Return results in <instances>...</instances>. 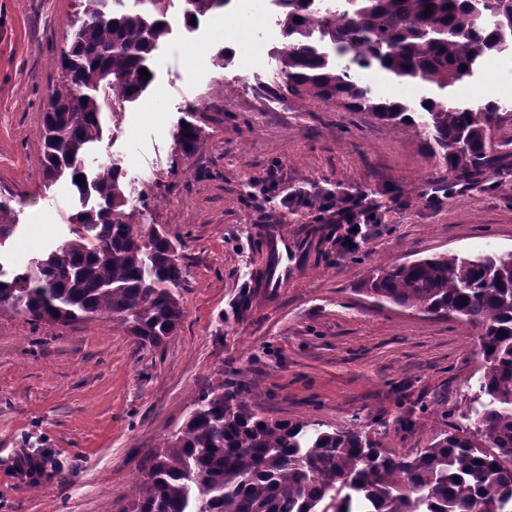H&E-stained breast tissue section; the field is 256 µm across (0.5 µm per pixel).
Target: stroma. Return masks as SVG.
Segmentation results:
<instances>
[{
    "label": "stroma",
    "instance_id": "stroma-1",
    "mask_svg": "<svg viewBox=\"0 0 512 512\" xmlns=\"http://www.w3.org/2000/svg\"><path fill=\"white\" fill-rule=\"evenodd\" d=\"M195 30L173 23L155 52V77L124 111L103 117L85 169L120 159L143 229L181 243L184 318L160 347H143L111 317L32 323L0 309V512H120L162 440L180 428L217 376L244 385L262 415L355 428L395 453L444 431H474L485 400L478 332L445 317L376 305L368 271L450 252H512V57L499 56L456 87L506 105L497 139L506 154L435 205L447 178L423 130L398 134L371 113L288 94L283 42L269 0H232ZM76 0H0V196L18 215L0 245L11 273L70 239L74 194L39 173L42 117L59 80L53 63L70 39ZM202 145L176 143L193 104ZM192 111V110H191ZM276 173L279 188L342 185L382 204L379 234L337 255L321 200L260 204L249 183ZM281 224L310 248L283 288L260 285V230ZM47 458L56 474L30 489L16 459Z\"/></svg>",
    "mask_w": 512,
    "mask_h": 512
}]
</instances>
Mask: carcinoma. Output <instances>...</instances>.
Wrapping results in <instances>:
<instances>
[{
	"label": "carcinoma",
	"instance_id": "1",
	"mask_svg": "<svg viewBox=\"0 0 512 512\" xmlns=\"http://www.w3.org/2000/svg\"><path fill=\"white\" fill-rule=\"evenodd\" d=\"M81 16L61 49L60 80L44 113L41 174L67 177L80 209L72 238L10 279L0 265V309L29 321L67 324L108 314L142 346H159L182 318L185 271L165 231L142 233L124 210L122 166L88 172L82 156L102 141V116L124 109L152 79L153 52L171 34L175 0H78ZM185 26L231 0H182ZM284 42L280 70L289 94L351 112H370L396 131L423 127L448 168L438 191L496 160L503 106L463 107L448 89L483 61L512 55V0H276ZM376 66L436 94L418 105L376 97L347 65ZM184 152L201 146L199 127L179 130ZM80 175L84 182L75 181ZM16 211L0 199V245ZM362 291L395 306L453 314L480 330L487 397L478 441L442 433L411 455L386 450L353 428L260 416L240 388L219 375L200 393L183 427L164 439L130 489L122 512H512V252L439 253L375 269Z\"/></svg>",
	"mask_w": 512,
	"mask_h": 512
}]
</instances>
